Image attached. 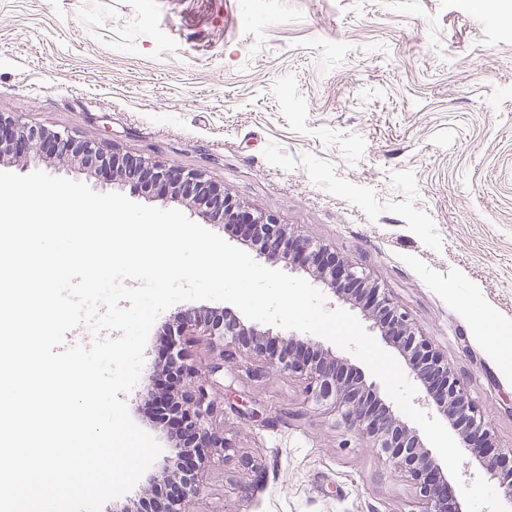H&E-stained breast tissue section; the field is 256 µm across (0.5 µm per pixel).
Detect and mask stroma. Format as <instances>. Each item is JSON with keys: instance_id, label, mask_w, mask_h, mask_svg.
I'll return each mask as SVG.
<instances>
[{"instance_id": "obj_1", "label": "stroma", "mask_w": 512, "mask_h": 512, "mask_svg": "<svg viewBox=\"0 0 512 512\" xmlns=\"http://www.w3.org/2000/svg\"><path fill=\"white\" fill-rule=\"evenodd\" d=\"M202 168L234 198L365 267L512 448V26L482 0H0V113ZM262 425L218 416L193 512H414V486L301 382L224 374ZM122 497L151 496L175 432ZM479 327L487 335L491 348L508 364L512 361V337L499 336L496 321L489 315H484Z\"/></svg>"}]
</instances>
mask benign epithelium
<instances>
[{
    "mask_svg": "<svg viewBox=\"0 0 512 512\" xmlns=\"http://www.w3.org/2000/svg\"><path fill=\"white\" fill-rule=\"evenodd\" d=\"M8 156L17 165L31 162H80L109 172L123 183L144 172L145 192L197 210L208 224H240L255 240L256 251L270 261L291 260L303 267L325 288L341 298L348 287L363 286L372 292L367 318L383 340L405 359L422 385L416 402L449 419L461 447L472 449L481 469L498 480L502 497L512 502V448H496L481 407L470 397L448 360L429 337L411 322L392 297L362 267L336 257L287 225L255 213L212 183L199 169H176L151 157L137 158L109 150L95 139L77 140L60 131L28 126L9 113H0V160ZM177 336L161 366L145 376L147 394L169 413L177 431L192 442L198 453L192 476L174 480L164 469L154 481L169 489L160 512H192L190 505L203 491V458L224 453V433L215 426V415L224 392V366L231 364L254 378L278 371L301 379L305 401L335 417L336 425L353 434L411 481L416 489L417 512H461L449 493V481L440 463L425 447L419 434L377 394L350 378L352 369L341 358L313 350L295 338H280L271 329L246 326L240 319L228 324L196 309L181 313ZM199 336L213 354L206 369L194 365L189 344ZM182 383L180 399L162 387V378Z\"/></svg>",
    "mask_w": 512,
    "mask_h": 512,
    "instance_id": "1",
    "label": "benign epithelium"
}]
</instances>
